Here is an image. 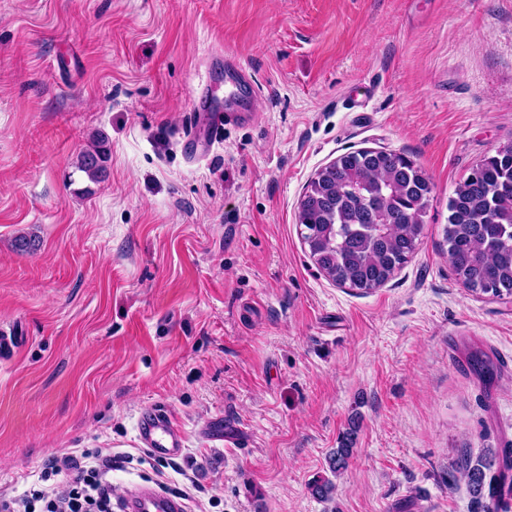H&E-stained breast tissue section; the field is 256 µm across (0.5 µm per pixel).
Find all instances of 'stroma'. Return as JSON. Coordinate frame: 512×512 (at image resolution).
<instances>
[{"mask_svg":"<svg viewBox=\"0 0 512 512\" xmlns=\"http://www.w3.org/2000/svg\"><path fill=\"white\" fill-rule=\"evenodd\" d=\"M205 91L228 113L194 160ZM511 141L512 0H0V492L109 449L115 497L162 481L192 512H501L451 476L512 445V298L456 281L443 228ZM364 148L433 184L415 254L369 293L316 268L296 219ZM148 408L181 458L141 447ZM108 159L105 141L101 138L93 140L79 154L77 168L93 181L106 176ZM138 440L155 456L166 460L178 459L183 454L184 438L179 427L160 409H148L138 421Z\"/></svg>","mask_w":512,"mask_h":512,"instance_id":"35a3bbf8","label":"stroma"}]
</instances>
